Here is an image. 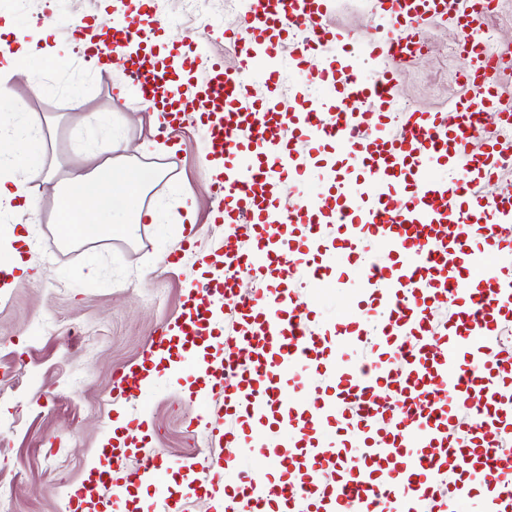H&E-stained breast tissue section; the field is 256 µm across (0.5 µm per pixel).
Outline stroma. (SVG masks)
<instances>
[{
    "label": "stroma",
    "instance_id": "1",
    "mask_svg": "<svg viewBox=\"0 0 512 512\" xmlns=\"http://www.w3.org/2000/svg\"><path fill=\"white\" fill-rule=\"evenodd\" d=\"M114 0H0V23L26 31L35 19L54 12L82 23L111 16ZM244 12L233 0H207L205 16L189 14L185 0H154L151 15L163 27L167 42L202 45L221 53L228 73L239 64L224 32ZM329 19L337 29L360 40L393 36L378 15L376 0H331ZM427 54L410 63L383 55L360 58L363 78L383 65L396 76L395 111H447L461 93L460 73L466 61L454 54L459 32L450 21L432 19L422 27ZM45 43L58 58L56 67L24 63L23 76L10 82L17 104L11 118L29 115L53 124L52 146L41 155L55 180L84 165L86 152L98 147L126 155L141 168L159 170L149 187L145 207L159 219L133 225L131 235L96 236L86 247L61 248L51 242L53 230L42 221L52 214L51 184L33 183L37 213L7 215L0 225L32 224L30 243H18L23 261L38 278L15 270L14 285L0 287V494L13 500V512H64L66 491L77 485L96 461L118 419L145 417L143 427L152 447L163 449L162 460L176 466L181 459L209 454L204 430L191 426L200 412L189 396L186 380L161 374L154 383L124 398L113 392L115 371L143 360L155 329L178 315L188 287L196 285L199 255L224 234L213 222L211 177L203 163L204 133L195 114H187L171 139L160 138L150 110L115 93L125 81L124 60L113 59V71L97 75L64 30L47 35ZM280 96L297 107L323 98L283 49ZM78 89L89 112H108L112 126L92 131L78 124L70 102ZM149 152H140L143 143ZM194 199L195 222L178 223L179 196ZM304 300L323 324L361 315L369 294L357 278L337 287L322 286L295 276Z\"/></svg>",
    "mask_w": 512,
    "mask_h": 512
}]
</instances>
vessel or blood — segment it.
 <instances>
[{
    "instance_id": "obj_1",
    "label": "vessel or blood",
    "mask_w": 512,
    "mask_h": 512,
    "mask_svg": "<svg viewBox=\"0 0 512 512\" xmlns=\"http://www.w3.org/2000/svg\"><path fill=\"white\" fill-rule=\"evenodd\" d=\"M378 4L402 37L357 42L329 22L328 0H248L230 38L240 73L229 74L223 56L211 54L201 79L192 75L195 52L161 45L142 18H131L108 41L83 27L74 32L90 63L143 43L128 68L136 99L175 117L204 116L224 239L205 256L209 270L182 314L152 336L151 346L175 362L201 353L199 396L223 394L229 419L222 425L207 413L196 417L210 444L258 449L274 468L304 467L297 486L243 480L227 512H270L279 500L293 512H458L474 497L477 474L496 479L484 512H512V448L502 445L512 435V348L497 341L512 322V279L489 272L502 243L498 230L512 223V196L490 199L479 191L498 179L512 143L461 123L476 109L492 123L512 121L502 101L512 74L490 61L477 38L490 16L483 0ZM447 14L462 34L465 91L448 112H404L400 130L392 131V72L381 66L366 80L356 60L378 59L384 47L418 60L422 24ZM286 47L302 65L330 53L329 64L311 74L326 102L282 106L276 89ZM250 69L266 72L264 96L242 78ZM325 147L337 157L325 164L321 189L302 192ZM447 167L453 180L438 175ZM285 184L297 191L288 206ZM243 224L251 230L247 249L238 243ZM327 252L340 255L341 264L324 263ZM295 268L318 284L352 273L379 288L374 302L388 313L381 329L367 333L358 320L320 325L289 280ZM241 270L257 286L238 304L233 336L223 341L211 317L233 296ZM440 305L453 313L439 335L432 316ZM365 335L373 339L369 356L348 361L347 348ZM150 374L144 365L114 374V388L133 393ZM290 382L309 385L303 400L283 399L280 390ZM140 427L136 419L123 423L122 441L112 444L111 477H89L68 493L66 512H140L128 493L145 479L167 496V474L139 439ZM276 429L287 431L290 445L268 444ZM131 456L140 457L138 470H126ZM309 459L332 463L335 480L322 482L306 469ZM223 461L221 453L185 460L190 482L182 500L198 496L191 480L197 468L216 475Z\"/></svg>"
}]
</instances>
